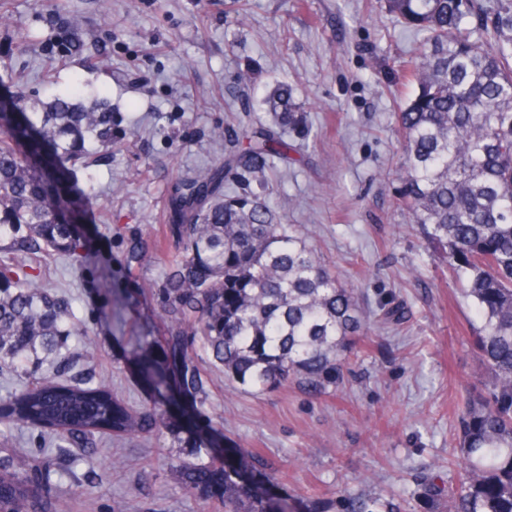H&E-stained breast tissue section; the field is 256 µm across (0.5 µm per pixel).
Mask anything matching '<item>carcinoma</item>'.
<instances>
[{
    "instance_id": "cac0c4a2",
    "label": "carcinoma",
    "mask_w": 512,
    "mask_h": 512,
    "mask_svg": "<svg viewBox=\"0 0 512 512\" xmlns=\"http://www.w3.org/2000/svg\"><path fill=\"white\" fill-rule=\"evenodd\" d=\"M385 10L423 35L425 47L395 60L413 94L395 113L401 132L396 208L445 254L465 281L479 328L475 346L488 379L462 404L456 477L425 494L446 512H512V0H384ZM270 121L242 128L224 159L166 193V238L177 251L158 288L166 353L182 364L181 384L201 390L194 368L207 356L224 379L258 391L293 382L331 397L359 358L369 330L354 290L344 285L295 224L279 223L262 193L228 192L243 178L266 189L273 158L292 160L288 133L304 124L288 85L265 98ZM107 100L56 97L28 112L22 97L0 96V369L66 335L69 303L49 292L31 256L67 253L86 262L74 231L71 168L91 140L112 146ZM152 259L130 239L127 270ZM141 373L159 388V362ZM158 400L132 412L99 383L45 381L0 405L34 428L88 437L160 432ZM182 483L224 503V512H302L277 497L274 477L254 454L178 467ZM338 512H395L386 502L340 494ZM0 512H65L25 472L0 467Z\"/></svg>"
}]
</instances>
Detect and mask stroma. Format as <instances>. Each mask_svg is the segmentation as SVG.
I'll return each instance as SVG.
<instances>
[{"instance_id":"stroma-1","label":"stroma","mask_w":512,"mask_h":512,"mask_svg":"<svg viewBox=\"0 0 512 512\" xmlns=\"http://www.w3.org/2000/svg\"><path fill=\"white\" fill-rule=\"evenodd\" d=\"M420 48V36L382 0H0V74L10 75L0 93L24 94L27 111L39 112L78 86L110 101L115 125L111 147L73 179L90 262L33 260L89 333L0 372V398L23 390L31 372L105 381L134 408L153 404L139 362L163 357L154 290L167 267L124 269L122 241L135 233L164 239L167 186L223 158L240 124L267 121L261 101L281 82L310 133L293 163L277 162L267 198L353 284L372 318L335 396L312 399L290 384L253 392L202 362L205 404L194 426L176 419L120 444L102 433L61 456L55 434L2 419L0 458L37 474L42 493L67 500L69 512H112L120 501L127 512H222L169 467L197 463L183 441L207 435L220 413L224 447L258 455L286 501L336 512L339 489L395 490L402 512H437L425 481H447L456 404L486 374L459 282L394 206L393 114L410 88L393 62ZM219 128L225 138L215 137ZM395 307L409 312L408 322L379 320L380 309ZM115 451L123 462L113 470L106 462Z\"/></svg>"}]
</instances>
